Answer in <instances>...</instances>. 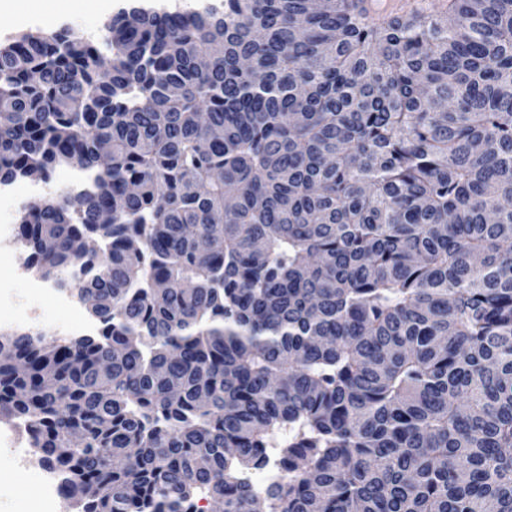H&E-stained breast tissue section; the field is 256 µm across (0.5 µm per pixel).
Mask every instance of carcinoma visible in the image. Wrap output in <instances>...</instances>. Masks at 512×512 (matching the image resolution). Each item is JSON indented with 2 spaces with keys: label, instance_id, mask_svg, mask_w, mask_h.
Returning a JSON list of instances; mask_svg holds the SVG:
<instances>
[{
  "label": "carcinoma",
  "instance_id": "carcinoma-1",
  "mask_svg": "<svg viewBox=\"0 0 512 512\" xmlns=\"http://www.w3.org/2000/svg\"><path fill=\"white\" fill-rule=\"evenodd\" d=\"M0 46L25 266L94 336L0 333L76 512H512V0L131 6ZM276 461L263 493L252 478ZM69 172L66 168L58 169L46 185L43 184H31V183H20L12 182L7 185H0V200L15 198L18 196H37L33 198L21 197L16 199L10 208V228L13 233V227L17 223V217L19 212L30 204L40 201V199L53 196L55 193L60 192L66 188L63 183L64 176ZM78 176L74 173H68L66 183L69 188L78 187ZM47 189V191H46ZM46 191V192H45ZM45 192V193H44ZM44 193V194H43ZM42 194V195H41ZM40 195V196H38Z\"/></svg>",
  "mask_w": 512,
  "mask_h": 512
}]
</instances>
